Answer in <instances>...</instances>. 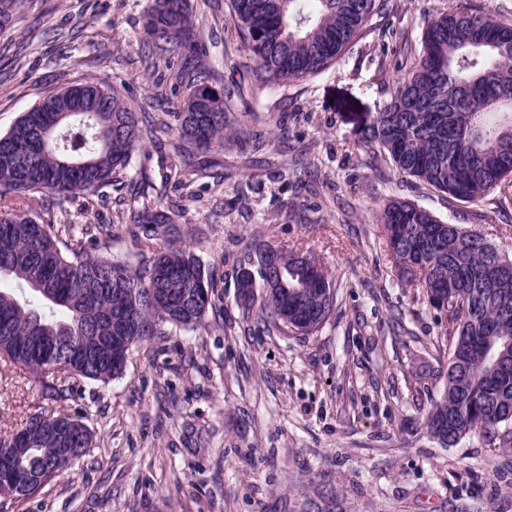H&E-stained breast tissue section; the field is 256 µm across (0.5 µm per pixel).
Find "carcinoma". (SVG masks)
Instances as JSON below:
<instances>
[{"label":"carcinoma","instance_id":"cac0c4a2","mask_svg":"<svg viewBox=\"0 0 512 512\" xmlns=\"http://www.w3.org/2000/svg\"><path fill=\"white\" fill-rule=\"evenodd\" d=\"M234 22L256 65L252 85L268 86L311 76L330 67L372 15L376 0H231ZM160 26L145 30L179 93L183 69L196 65L177 111L171 113L179 154L224 147L228 115L224 101L192 110L194 88L211 79L187 0H152L147 10ZM104 84L85 81L73 92L88 111H51L46 95L0 136V358L29 376L56 399L81 381L107 383L121 375L125 352H112L118 335L112 319L127 320L128 350L168 327L197 326L212 306V272L185 250L172 247L131 266L93 255L89 234L112 238V225L80 228L56 212L82 196L112 184L145 141L155 142L169 125L132 110L117 95L100 100ZM358 145L389 158L402 175L475 202L512 178V24L501 23L480 4L452 5L425 20L422 55L402 75L386 107L355 132ZM49 193L45 217L34 218L10 206L19 196ZM138 229L142 243L166 234L181 209L146 201L122 213ZM392 264L424 299L444 313L448 335L446 384L441 400L425 418L429 433L453 445L472 433H485L512 447V274L496 265L508 258L477 230L440 221L405 200H393L381 215ZM280 254L288 266V287L263 292L257 321L308 336L336 308L335 283L314 257L263 248L247 256L258 281L239 292L249 312L262 287L264 256ZM78 419L66 413L33 414L15 430L19 444L0 436V454L34 481H50L90 452L78 453L58 435L62 424ZM39 491L0 482V497L15 500Z\"/></svg>","mask_w":512,"mask_h":512}]
</instances>
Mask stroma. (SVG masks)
Listing matches in <instances>:
<instances>
[{"label":"stroma","instance_id":"stroma-1","mask_svg":"<svg viewBox=\"0 0 512 512\" xmlns=\"http://www.w3.org/2000/svg\"><path fill=\"white\" fill-rule=\"evenodd\" d=\"M451 0H382L330 68L250 88L255 63L230 0H188L205 61L229 90L230 121L255 140L201 153L176 176L174 134L147 144L95 199L111 244L91 254L138 263L171 247L212 271L213 304L191 330L135 349L124 373L84 381L67 400L0 374V433L34 413L81 419L94 448L0 512H512V447L472 434L442 446L424 416L445 385V315L401 279L382 237L387 201L512 249V184L474 203L398 174L358 147L418 61L424 16ZM149 0H23L0 34V134L48 91L97 80L135 111L177 102L144 46ZM241 186L244 197L233 188ZM182 208L167 238L140 245L119 215L136 201ZM310 252L336 281V309L314 334L256 324L237 304L245 255Z\"/></svg>","mask_w":512,"mask_h":512}]
</instances>
